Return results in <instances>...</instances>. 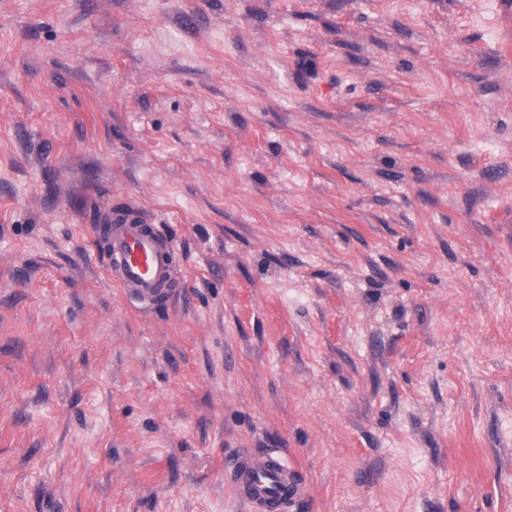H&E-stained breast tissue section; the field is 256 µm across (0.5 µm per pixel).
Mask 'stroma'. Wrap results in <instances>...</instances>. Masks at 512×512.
I'll list each match as a JSON object with an SVG mask.
<instances>
[{
  "label": "stroma",
  "instance_id": "1",
  "mask_svg": "<svg viewBox=\"0 0 512 512\" xmlns=\"http://www.w3.org/2000/svg\"><path fill=\"white\" fill-rule=\"evenodd\" d=\"M241 448L512 512V0H0V512H245ZM112 223L106 264L125 296L144 308L168 299L177 274L176 240L160 234L155 224H141L123 216Z\"/></svg>",
  "mask_w": 512,
  "mask_h": 512
}]
</instances>
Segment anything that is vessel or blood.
I'll list each match as a JSON object with an SVG mask.
<instances>
[{
  "label": "vessel or blood",
  "instance_id": "b4317fda",
  "mask_svg": "<svg viewBox=\"0 0 512 512\" xmlns=\"http://www.w3.org/2000/svg\"><path fill=\"white\" fill-rule=\"evenodd\" d=\"M177 250L155 225L121 216L109 228L106 264L125 296L148 308L170 297ZM224 478L247 512H290L304 493L296 469L274 449L238 451L225 461Z\"/></svg>",
  "mask_w": 512,
  "mask_h": 512
}]
</instances>
